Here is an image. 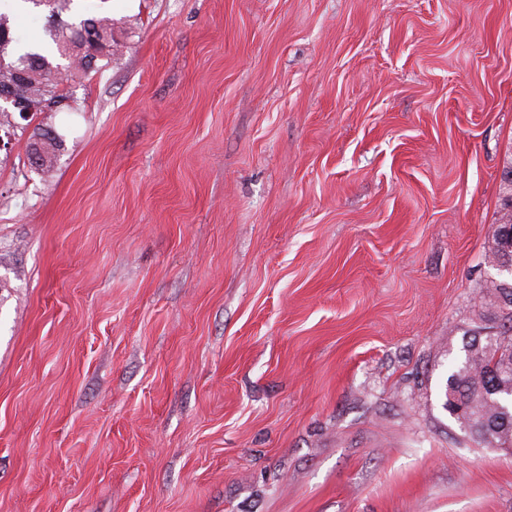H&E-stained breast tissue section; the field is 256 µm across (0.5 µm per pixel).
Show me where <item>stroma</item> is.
Instances as JSON below:
<instances>
[{
	"mask_svg": "<svg viewBox=\"0 0 512 512\" xmlns=\"http://www.w3.org/2000/svg\"><path fill=\"white\" fill-rule=\"evenodd\" d=\"M0 150V512H512L445 410L500 324L512 0H80ZM21 1L45 13V22L40 44L21 53L11 17L0 11V79L9 78L17 68L24 70L26 77L16 85V96L30 104L26 119H22L18 113L25 124L17 121L16 112L10 104H0V130L5 128V133L13 136L19 130L20 137L38 115L47 112L51 102L72 99L74 106L66 108L70 111L79 110L78 100L72 94H63L60 86L68 77L72 80L108 70L123 47L115 37L112 17L105 14L85 17L78 6L74 5V2L80 0ZM6 38L9 43L2 48L1 40ZM87 58L96 59L94 69H90V61H85ZM73 59L78 60L79 64L73 66ZM43 135L37 136L35 144L31 148L30 158L34 163V166L39 162V155L42 150L41 163L35 168L37 173L45 175L51 172L64 149L63 136L57 132V137L49 139L43 144Z\"/></svg>",
	"mask_w": 512,
	"mask_h": 512,
	"instance_id": "stroma-1",
	"label": "stroma"
}]
</instances>
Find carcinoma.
Returning <instances> with one entry per match:
<instances>
[{"label": "carcinoma", "mask_w": 512, "mask_h": 512, "mask_svg": "<svg viewBox=\"0 0 512 512\" xmlns=\"http://www.w3.org/2000/svg\"><path fill=\"white\" fill-rule=\"evenodd\" d=\"M23 2L44 14V27L40 44L22 53L11 17L0 12V40L9 39L0 47V78L12 76L18 68L24 70L26 77L16 85V96L30 104L23 124L17 121L11 105L0 104V130L14 135L25 134L50 103L69 98L60 89L65 80L108 70L122 47L115 37L112 17H86L74 5L76 0ZM63 146L60 134L43 144L37 173L45 175L53 170ZM509 175L503 225H512V169ZM499 225H492L490 253L496 266L512 265V238L499 236ZM494 287L502 314L500 330L479 349L473 340L463 345L464 358L448 376L444 408L482 447L512 448V282L499 281Z\"/></svg>", "instance_id": "obj_1"}]
</instances>
